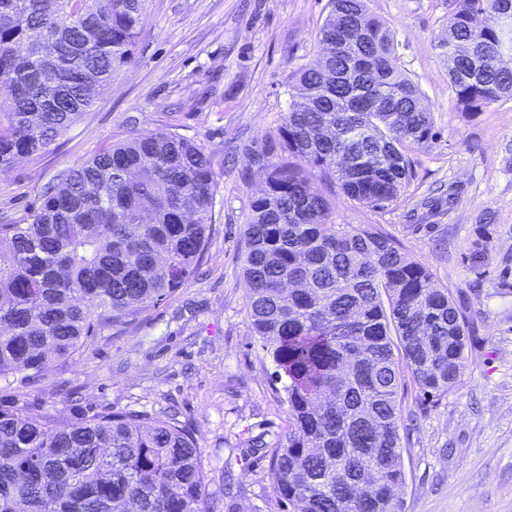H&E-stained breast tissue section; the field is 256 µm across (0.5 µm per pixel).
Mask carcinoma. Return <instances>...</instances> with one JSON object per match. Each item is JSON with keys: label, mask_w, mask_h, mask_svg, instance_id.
I'll use <instances>...</instances> for the list:
<instances>
[{"label": "carcinoma", "mask_w": 512, "mask_h": 512, "mask_svg": "<svg viewBox=\"0 0 512 512\" xmlns=\"http://www.w3.org/2000/svg\"><path fill=\"white\" fill-rule=\"evenodd\" d=\"M148 0H0V169L73 127L134 57ZM369 0H330L319 61L293 72L276 158L259 156L242 274L253 331L288 378L269 456L287 512H398L405 378L453 390L471 340L462 303L333 196L375 210L436 135ZM512 0H448L437 48L458 111L512 99ZM213 159L175 132L133 133L64 171L23 223L0 224V380L21 390L190 277L211 233ZM205 468L175 417L0 403V512H205Z\"/></svg>", "instance_id": "carcinoma-1"}]
</instances>
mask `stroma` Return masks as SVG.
Returning <instances> with one entry per match:
<instances>
[{
    "mask_svg": "<svg viewBox=\"0 0 512 512\" xmlns=\"http://www.w3.org/2000/svg\"><path fill=\"white\" fill-rule=\"evenodd\" d=\"M396 28V51L438 137L412 154L415 176L384 210L336 198V221L374 225L403 244L467 308L474 334L458 385L423 398L405 388L400 420L401 512H512V100L474 117L457 112L437 44L448 0H371ZM330 0H149L132 62L44 152L0 170V224L20 221L62 171L131 132L178 133L211 153L213 231L197 272L123 327H106L28 390L33 412L112 406L177 415L207 472L205 508L280 512L269 461L252 442L276 443L288 404L255 336L242 275L244 231L274 148L292 72L318 60ZM486 249L472 269L464 257Z\"/></svg>",
    "mask_w": 512,
    "mask_h": 512,
    "instance_id": "stroma-1",
    "label": "stroma"
}]
</instances>
